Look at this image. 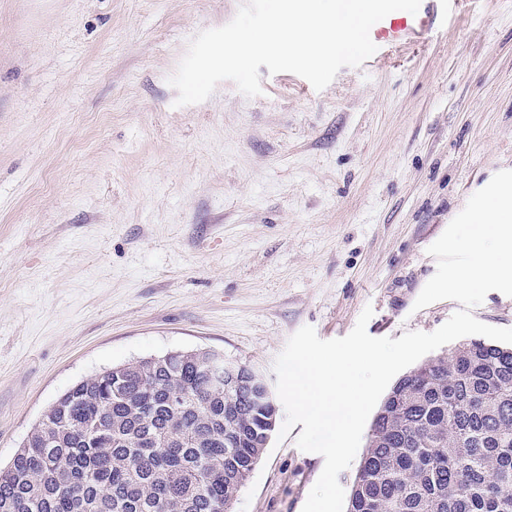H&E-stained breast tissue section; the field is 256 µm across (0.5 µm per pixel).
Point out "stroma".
Instances as JSON below:
<instances>
[{
    "instance_id": "stroma-1",
    "label": "stroma",
    "mask_w": 512,
    "mask_h": 512,
    "mask_svg": "<svg viewBox=\"0 0 512 512\" xmlns=\"http://www.w3.org/2000/svg\"><path fill=\"white\" fill-rule=\"evenodd\" d=\"M243 0H0V467L77 382L215 350L275 383L303 326L432 332L428 247L512 170V0H440L417 41L324 90L260 67L175 106L168 79ZM295 425L232 512H302Z\"/></svg>"
}]
</instances>
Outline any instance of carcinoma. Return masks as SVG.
<instances>
[{
	"mask_svg": "<svg viewBox=\"0 0 512 512\" xmlns=\"http://www.w3.org/2000/svg\"><path fill=\"white\" fill-rule=\"evenodd\" d=\"M209 351L114 366L70 388L0 469V512H225L277 402ZM346 512H512V347L468 339L380 403Z\"/></svg>",
	"mask_w": 512,
	"mask_h": 512,
	"instance_id": "cac0c4a2",
	"label": "carcinoma"
}]
</instances>
